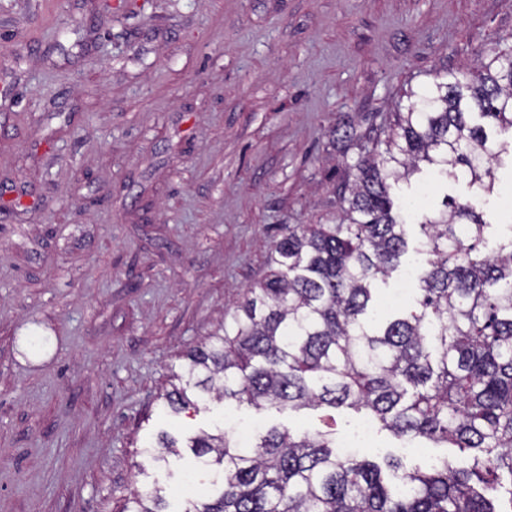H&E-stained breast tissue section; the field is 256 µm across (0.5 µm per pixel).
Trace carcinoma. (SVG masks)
Returning <instances> with one entry per match:
<instances>
[{
  "instance_id": "cac0c4a2",
  "label": "carcinoma",
  "mask_w": 512,
  "mask_h": 512,
  "mask_svg": "<svg viewBox=\"0 0 512 512\" xmlns=\"http://www.w3.org/2000/svg\"><path fill=\"white\" fill-rule=\"evenodd\" d=\"M408 98L384 137L345 163L353 180L340 222L285 226L268 275L183 355L163 399L174 414L211 400L351 409L398 438L470 452L471 468L446 457L426 469L392 457L381 466L336 452L331 431L272 427L247 448L203 431L186 447L211 494L180 512H512V225L494 254L481 250L493 165L512 156L499 138L512 131V48L440 71ZM422 164L479 192L419 222L428 259L416 294L381 322L373 296L408 249L414 208L393 193ZM146 452L178 456V440L162 431ZM122 512L169 510L160 489L141 487Z\"/></svg>"
}]
</instances>
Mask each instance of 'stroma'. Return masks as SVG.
Listing matches in <instances>:
<instances>
[{"label":"stroma","mask_w":512,"mask_h":512,"mask_svg":"<svg viewBox=\"0 0 512 512\" xmlns=\"http://www.w3.org/2000/svg\"><path fill=\"white\" fill-rule=\"evenodd\" d=\"M512 47V0H0V512H118L141 485L173 512L191 455L158 432L225 418L323 428L319 412L160 399L179 356L267 273L284 225L340 218L351 154L436 70ZM473 192L400 182L420 214ZM512 164L484 208L496 251ZM357 454H469L376 431ZM178 440L173 435L169 434L166 431L160 432L157 437L155 444L146 449V452L150 454V456L155 461H164L166 462V458L168 455L179 456L180 452L178 450L179 446ZM158 448V449H156Z\"/></svg>","instance_id":"35a3bbf8"}]
</instances>
